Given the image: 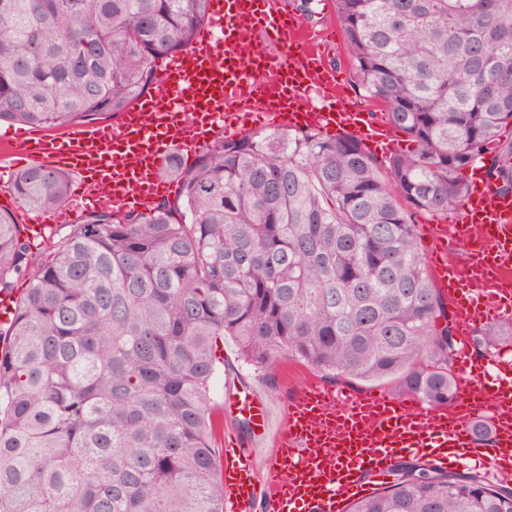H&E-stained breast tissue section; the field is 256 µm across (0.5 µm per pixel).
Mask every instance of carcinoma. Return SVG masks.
Wrapping results in <instances>:
<instances>
[{
    "mask_svg": "<svg viewBox=\"0 0 512 512\" xmlns=\"http://www.w3.org/2000/svg\"><path fill=\"white\" fill-rule=\"evenodd\" d=\"M208 0H0V122L116 117L188 47ZM354 82L410 146L378 161L352 135L266 128L169 160L175 202L110 207L54 231L42 256L0 213V512H224L212 441L219 342L328 378L399 379L454 396L444 305L412 216L446 219L463 172L512 192V0H334ZM12 192L48 214L69 175L31 166ZM512 345V319L475 331ZM423 358L438 363L419 367ZM348 512H512L478 473L400 463Z\"/></svg>",
    "mask_w": 512,
    "mask_h": 512,
    "instance_id": "obj_1",
    "label": "carcinoma"
}]
</instances>
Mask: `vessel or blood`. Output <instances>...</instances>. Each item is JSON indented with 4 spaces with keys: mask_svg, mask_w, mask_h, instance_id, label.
<instances>
[{
    "mask_svg": "<svg viewBox=\"0 0 512 512\" xmlns=\"http://www.w3.org/2000/svg\"><path fill=\"white\" fill-rule=\"evenodd\" d=\"M160 83L161 91L140 98L114 125H80L58 143L4 140L0 155L65 169L77 178V200L128 209L166 193L161 170L170 157L198 153L220 134L246 133L250 112L267 127L315 126L393 144V128L370 113L313 104L311 89L339 91V73L325 66L301 18L273 0H210L206 27L163 59ZM75 219V210H57L21 231L42 239L50 225ZM430 235L429 263L448 290L461 341L450 406L309 381L285 403L273 433L266 401L254 390H236L225 408L271 433L273 452L261 476L247 441L226 444L219 469L225 512H254L260 501L266 512H344L368 492V477H386L395 458L423 453L437 467L469 462L512 477V358L478 359L468 347L475 327L512 315V194L481 181L468 192L454 231L436 224ZM460 242L468 246L461 266L448 259ZM479 417L491 442H477L470 430Z\"/></svg>",
    "mask_w": 512,
    "mask_h": 512,
    "instance_id": "1",
    "label": "vessel or blood"
}]
</instances>
